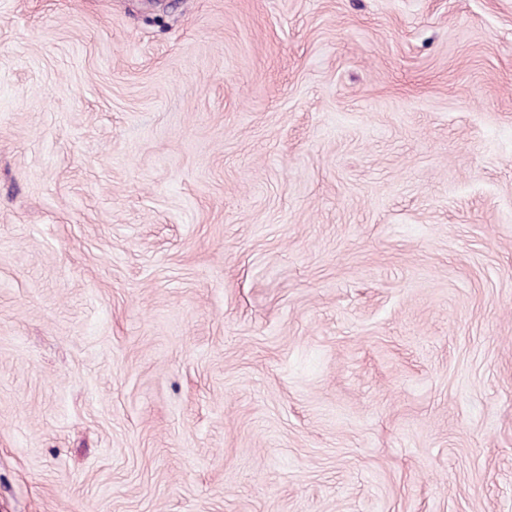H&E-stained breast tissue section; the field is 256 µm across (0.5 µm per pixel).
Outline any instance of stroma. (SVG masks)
I'll use <instances>...</instances> for the list:
<instances>
[{"label":"stroma","instance_id":"obj_1","mask_svg":"<svg viewBox=\"0 0 512 512\" xmlns=\"http://www.w3.org/2000/svg\"><path fill=\"white\" fill-rule=\"evenodd\" d=\"M0 512H512V0H0Z\"/></svg>","mask_w":512,"mask_h":512}]
</instances>
